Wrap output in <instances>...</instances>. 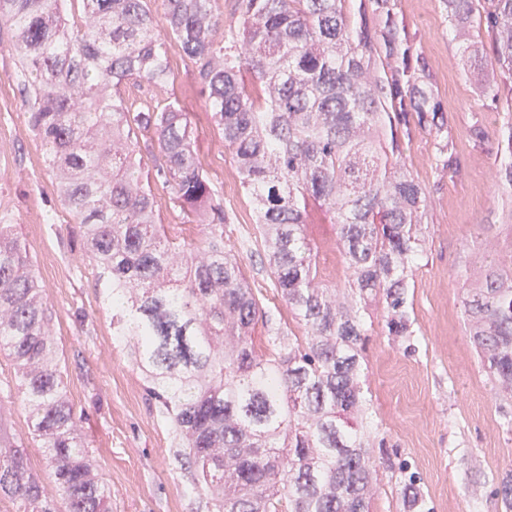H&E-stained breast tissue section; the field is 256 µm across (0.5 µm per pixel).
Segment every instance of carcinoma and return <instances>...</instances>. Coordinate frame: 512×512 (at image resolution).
<instances>
[{
  "label": "carcinoma",
  "instance_id": "carcinoma-1",
  "mask_svg": "<svg viewBox=\"0 0 512 512\" xmlns=\"http://www.w3.org/2000/svg\"><path fill=\"white\" fill-rule=\"evenodd\" d=\"M238 0L231 27L214 0H163L170 37L198 66L216 126L255 206L268 269L300 341L259 308L224 244L226 215L198 163L188 113L131 111L121 85H157L171 71L145 0H0L28 122L59 200L82 231L115 334L130 340L147 391L168 422L171 453L207 512H372L377 474L363 351L382 331L410 339L409 288L423 254L425 192L406 170L410 115L438 106L392 18L369 25L365 0ZM475 0H448L451 17ZM495 61L512 72V0H491ZM224 40H217L219 31ZM259 82L248 90L243 73ZM157 141V174L181 212L207 226V258L176 244L143 178L138 138ZM314 201L336 227L346 278L329 286L307 234ZM463 299L469 335L505 400L512 399V254ZM26 249L0 224V353L11 357L33 440L53 463L47 487L0 416V499L18 512H112L89 444L73 429L57 346ZM267 331L268 353L256 347ZM225 341L224 351L215 340ZM493 494L512 512V474ZM412 508L426 499L411 476Z\"/></svg>",
  "mask_w": 512,
  "mask_h": 512
}]
</instances>
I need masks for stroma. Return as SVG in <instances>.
I'll list each match as a JSON object with an SVG mask.
<instances>
[{"mask_svg":"<svg viewBox=\"0 0 512 512\" xmlns=\"http://www.w3.org/2000/svg\"><path fill=\"white\" fill-rule=\"evenodd\" d=\"M394 14L413 46L419 75L442 110L453 157L445 168L440 139L416 128L405 165L426 194V253L413 273L410 339L373 328L364 353L366 386L384 447L375 449L380 481L374 512H406L403 486L414 475L430 512H503L490 478L512 472V403L502 401L468 336L461 307L464 287L483 274V249L512 250V195L500 187L504 145L500 116L512 110V75L493 64L494 37L485 21L489 0L450 25L446 0H393ZM470 40L486 62L470 68L461 53ZM10 33L0 28V222L12 225L27 249L42 294L53 313L50 333L75 430L91 445L96 473L112 492V512H204L187 473L173 459V435L150 401L130 355L129 340L114 336L94 264L78 224L61 205L39 140L28 122L16 80ZM172 76L158 85L127 84L128 106L175 104L196 130L199 161L220 194L227 217L224 242L236 255L259 303L281 328L303 336L267 269L254 224L253 204L242 188L231 151L217 129L196 64L173 38H165ZM498 85L483 94L487 81ZM160 223L171 235L199 246L205 227L186 222L168 184L158 177L156 141L140 139ZM307 232L321 246L327 283L344 276L335 228L312 210ZM0 417L27 446L43 483L52 467L31 440L28 414L11 359L0 355Z\"/></svg>","mask_w":512,"mask_h":512,"instance_id":"obj_1","label":"stroma"}]
</instances>
